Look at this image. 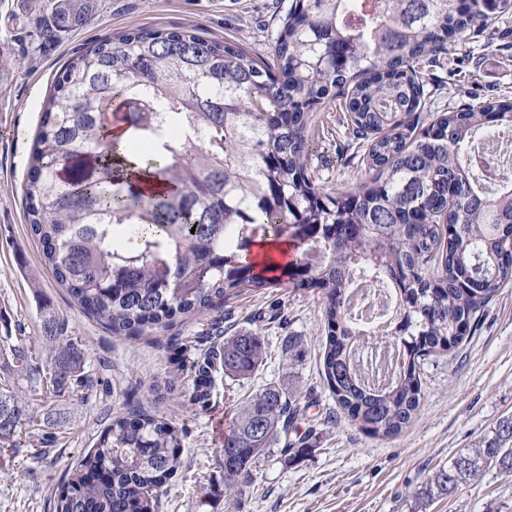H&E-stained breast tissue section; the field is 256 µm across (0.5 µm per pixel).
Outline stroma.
I'll list each match as a JSON object with an SVG mask.
<instances>
[{
    "mask_svg": "<svg viewBox=\"0 0 512 512\" xmlns=\"http://www.w3.org/2000/svg\"><path fill=\"white\" fill-rule=\"evenodd\" d=\"M292 0H105L99 20L54 43L32 36L25 0H0V353L17 340L31 345V365L48 367L36 338L39 305L48 302L69 336L86 351L93 381L84 401L71 394L37 397L16 447H0V512H53V498L71 464L94 446L130 401L183 426L182 466L159 490V512H416L415 493L435 468L489 435L512 416V285L498 290L472 321L462 343L417 362L420 407L398 436L379 439L346 416L321 373L323 300L313 290L286 287L247 291L219 311L135 340L113 336L78 307L54 279L29 232L22 186L41 102L66 63L108 31L195 27L205 36L265 55ZM429 112L467 102L512 101V13L479 36L463 35L445 65L420 70ZM340 100L313 117L311 164L331 190L367 176L364 149L347 130ZM257 331L267 341L264 364L247 379L213 373L206 405L191 403L194 366L225 336ZM297 343L288 356V340ZM173 379L174 393L154 401L153 384ZM292 386L301 415L257 465L254 482L224 494V433L214 413L232 422L237 405L269 386ZM60 411L47 428L48 410ZM305 442L307 454L289 460L287 446ZM425 512H512V476L490 471Z\"/></svg>",
    "mask_w": 512,
    "mask_h": 512,
    "instance_id": "obj_1",
    "label": "stroma"
}]
</instances>
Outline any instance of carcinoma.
Returning <instances> with one entry per match:
<instances>
[{
  "label": "carcinoma",
  "mask_w": 512,
  "mask_h": 512,
  "mask_svg": "<svg viewBox=\"0 0 512 512\" xmlns=\"http://www.w3.org/2000/svg\"><path fill=\"white\" fill-rule=\"evenodd\" d=\"M104 0H35L44 42L91 24ZM512 0H293L262 57L192 28L106 34L69 61L42 105L24 199L44 264L74 302L116 336H138L219 310L269 288L271 266L243 261L257 238L293 240L282 269L293 290L324 300L323 373L337 405L373 436H397L420 405L416 361L463 336L482 304L512 283V166L479 150L483 117L512 126V103L424 116L416 66ZM366 147L370 177L325 191L310 158L314 113L336 98ZM456 225L453 234L443 231ZM389 281L398 321L377 331L398 350L387 383L355 360L364 336L348 297L353 279ZM39 341L46 390L84 399L86 353L45 304ZM256 331L224 337V375L264 362ZM32 352L10 347L23 376ZM198 366L191 401L210 387ZM299 411L287 387L237 406L224 464L241 470L224 494L254 481L256 463ZM29 418L0 388V444ZM183 430L127 404L69 468L55 512H157L156 492L181 467ZM512 476V418L432 473L419 498L451 496L488 469Z\"/></svg>",
  "instance_id": "carcinoma-1"
}]
</instances>
